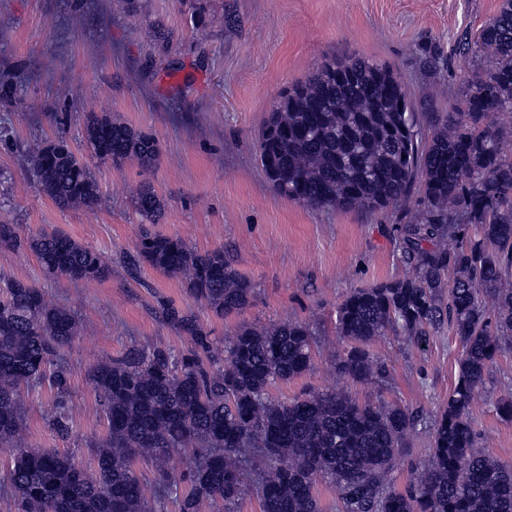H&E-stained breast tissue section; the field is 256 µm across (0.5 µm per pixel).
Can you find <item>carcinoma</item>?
I'll use <instances>...</instances> for the list:
<instances>
[{"label": "carcinoma", "instance_id": "obj_1", "mask_svg": "<svg viewBox=\"0 0 512 512\" xmlns=\"http://www.w3.org/2000/svg\"><path fill=\"white\" fill-rule=\"evenodd\" d=\"M460 52L493 57L496 66L468 83L465 111L432 114L426 141L394 72L353 58L327 63L283 92L258 144L277 194L305 206L373 212L405 206L415 189L422 191L410 223L395 227L412 274L344 299L338 333L356 346L334 366L341 377L382 382L386 367L363 349L374 338L402 336L419 347L446 325L458 339L457 382L431 429L430 461L413 485L402 492L389 481L415 427L409 408L360 403L336 389L287 403L269 398L273 384L310 370L307 324L242 326L216 337L195 313L164 300L163 320L192 348L176 360L163 347H132L89 366L107 425L93 466L26 446L20 392L34 382L56 390L52 425L69 433L68 372L58 364L49 373L47 366L80 335V325L42 289L13 280L0 288V447L13 453L12 512H153L134 469L139 460L151 463L159 493L188 483L181 512H197L203 500L234 512L256 457L268 462L254 473L260 512H319L315 485L326 478L345 512H512V466L478 446L471 417L487 368L502 338L512 335V158L501 148L512 123L500 120L512 116V0H502ZM85 150L87 156L77 154L63 136L26 149L39 189L60 208L98 203L87 158L116 168L135 160L149 172L160 157L153 134L94 112ZM134 208L153 223L165 203L144 180ZM0 249L29 250L54 277L112 276L101 254L55 231L23 238L18 225L0 223ZM129 264L183 280L218 319L245 311L255 297L222 248L202 254L179 237L144 229ZM183 448L194 449V457L177 475L168 461Z\"/></svg>", "mask_w": 512, "mask_h": 512}]
</instances>
